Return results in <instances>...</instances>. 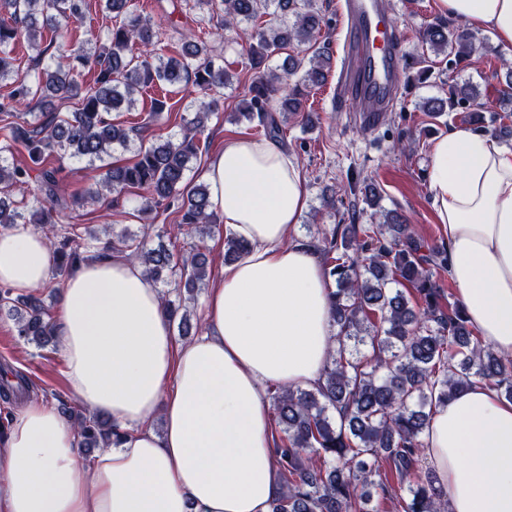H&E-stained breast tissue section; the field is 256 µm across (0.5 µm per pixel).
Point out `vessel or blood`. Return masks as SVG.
Returning a JSON list of instances; mask_svg holds the SVG:
<instances>
[{"label":"vessel or blood","instance_id":"1","mask_svg":"<svg viewBox=\"0 0 512 512\" xmlns=\"http://www.w3.org/2000/svg\"><path fill=\"white\" fill-rule=\"evenodd\" d=\"M357 65L342 96L353 111L378 112L401 81V45L387 20L385 0H345Z\"/></svg>","mask_w":512,"mask_h":512}]
</instances>
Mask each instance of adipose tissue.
I'll return each instance as SVG.
<instances>
[{
  "label": "adipose tissue",
  "mask_w": 512,
  "mask_h": 512,
  "mask_svg": "<svg viewBox=\"0 0 512 512\" xmlns=\"http://www.w3.org/2000/svg\"><path fill=\"white\" fill-rule=\"evenodd\" d=\"M437 2L512 58V0ZM205 177L225 230L249 249L212 286L200 336L176 343L135 262L70 272L55 319L68 383L122 438L85 459L73 424L29 403L0 436V512H269L282 478L266 389L321 382L336 346L329 281L293 237L307 190L281 143L228 140ZM428 188L459 303L485 345L512 355V151L450 130L431 147ZM52 266L44 234L22 224L0 234V284L14 293L46 285ZM425 443L449 512H512L511 401L474 384L436 407Z\"/></svg>",
  "instance_id": "1"
}]
</instances>
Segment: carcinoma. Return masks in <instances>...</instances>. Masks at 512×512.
<instances>
[{"instance_id":"1","label":"carcinoma","mask_w":512,"mask_h":512,"mask_svg":"<svg viewBox=\"0 0 512 512\" xmlns=\"http://www.w3.org/2000/svg\"><path fill=\"white\" fill-rule=\"evenodd\" d=\"M193 2L198 8L221 10L224 25L240 30L249 44L254 78L239 116L258 122L270 138L280 136L288 120L311 126V113L305 111L307 90L323 85L331 68V56L319 42L323 17L315 0ZM104 4L115 18L106 37L86 29L75 47L58 48L47 62L38 58L41 67L32 75L15 65V45L36 43L46 26L58 36L70 24L83 23L87 2L0 0V81H11V90L0 99V190L22 191L18 200L0 196V232L17 224L42 225L58 277L84 261L119 254L141 263L154 283L190 293L208 276L205 247L195 245L184 257L163 244L149 247L144 239L125 232L102 240L57 224L58 214L71 204L94 205L133 188L145 192L144 211L175 207L181 216L180 234L202 239L219 223L209 185L187 182L212 114V103L204 100L195 102V115L181 138L152 142L138 151L134 162L107 168L94 186L70 202L59 193L58 169L49 159L67 154L92 165L114 147L127 146L134 129L114 121L112 112L133 106L146 88L191 82L207 97L230 83L224 61L196 38H187L181 53L150 61L149 48L156 38L151 20L131 9L130 0ZM269 14L283 21L260 28L241 26ZM295 42L311 50L308 60L291 59L281 74L263 71L272 53ZM422 44L436 55H454L457 63L471 53L474 37L466 30L450 36L446 24L435 22L426 28ZM87 66L97 75L94 85L84 89L73 73ZM301 67L299 82L287 86L288 76ZM282 89L285 94L275 113L271 101ZM49 98L78 104L63 116L42 110L14 121L18 107ZM462 102L484 109L480 93L469 83L452 88L446 100L427 101L424 109L439 116ZM21 148L30 163L9 162L8 156ZM34 172L39 187L30 191ZM382 218L378 224L325 226L310 242L336 285L330 299L337 346L317 388L278 387L271 394L273 418L282 433L276 453L284 485L270 512H376L371 506L376 497L397 501L402 512H448L435 476L420 467L433 409L477 380L512 401V356L484 345L461 305L443 304L430 266L446 265V250L426 246L398 213L385 212ZM246 253V242L227 238V261ZM164 309L170 320H179L180 331L189 332V318L178 314L180 306L166 301ZM3 312L15 321L19 338L38 345L53 340L54 318L38 295L15 297L0 286ZM32 388L24 373L0 367V405L5 409L0 436L9 425L8 408L28 398ZM58 410L73 422L84 454L120 441L121 430L110 418L63 400Z\"/></svg>"}]
</instances>
